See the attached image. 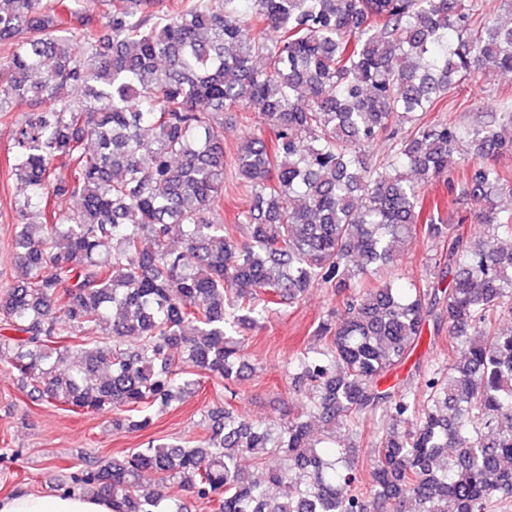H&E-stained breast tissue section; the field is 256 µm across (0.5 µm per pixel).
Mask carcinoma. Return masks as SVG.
<instances>
[{"label":"carcinoma","instance_id":"cac0c4a2","mask_svg":"<svg viewBox=\"0 0 512 512\" xmlns=\"http://www.w3.org/2000/svg\"><path fill=\"white\" fill-rule=\"evenodd\" d=\"M161 6L105 0L94 19L81 0H0V113L32 106L8 159L26 190L13 206L26 278L0 289V361L35 400L144 431L204 374L235 395L243 331L277 306L314 287L349 294L317 347L288 359L306 413L266 423L216 407L195 446L151 440L58 487L113 512H184L170 485L218 512H493L512 498V210L499 203L512 183L494 164L512 154V110L466 134L424 114L488 65L512 78V25L478 0ZM234 108L261 124L228 155ZM383 136L394 155L373 166ZM465 136L482 163L456 173ZM227 173L251 198L232 230L217 214ZM440 178L479 207L485 238L454 233L445 202L425 200ZM49 194L74 207L47 218ZM419 237L446 246L433 279L370 282ZM430 324L448 333V363L417 388L382 387ZM366 424L361 490L337 431Z\"/></svg>","mask_w":512,"mask_h":512}]
</instances>
